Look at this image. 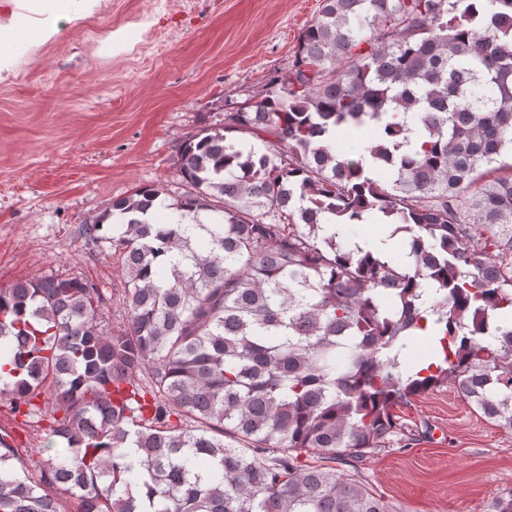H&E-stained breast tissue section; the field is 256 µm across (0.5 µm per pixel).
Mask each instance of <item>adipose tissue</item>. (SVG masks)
Returning a JSON list of instances; mask_svg holds the SVG:
<instances>
[{
  "instance_id": "1",
  "label": "adipose tissue",
  "mask_w": 512,
  "mask_h": 512,
  "mask_svg": "<svg viewBox=\"0 0 512 512\" xmlns=\"http://www.w3.org/2000/svg\"><path fill=\"white\" fill-rule=\"evenodd\" d=\"M17 6L7 21H0V74L10 73L29 47L28 36L46 40L57 33L60 22L95 12L100 0H13Z\"/></svg>"
}]
</instances>
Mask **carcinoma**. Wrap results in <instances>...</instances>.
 <instances>
[{
	"label": "carcinoma",
	"instance_id": "obj_1",
	"mask_svg": "<svg viewBox=\"0 0 512 512\" xmlns=\"http://www.w3.org/2000/svg\"><path fill=\"white\" fill-rule=\"evenodd\" d=\"M508 151L512 0H323L288 76L181 141L177 202L140 186L84 226L122 328L77 278L0 289V395L64 448L34 478L0 433V512H66L57 484L80 512H390L336 465L399 443L411 397L449 382L512 431V174L483 181ZM374 218L410 266L323 234ZM407 349L404 351V363L407 367L414 366L428 358L434 346L426 336H414L408 342Z\"/></svg>",
	"mask_w": 512,
	"mask_h": 512
}]
</instances>
